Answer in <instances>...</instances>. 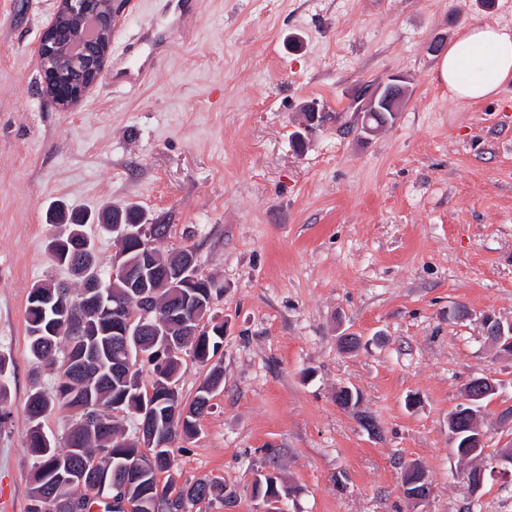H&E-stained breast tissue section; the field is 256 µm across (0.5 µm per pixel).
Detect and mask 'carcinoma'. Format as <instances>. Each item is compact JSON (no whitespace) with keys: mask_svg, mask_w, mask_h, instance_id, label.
Listing matches in <instances>:
<instances>
[{"mask_svg":"<svg viewBox=\"0 0 512 512\" xmlns=\"http://www.w3.org/2000/svg\"><path fill=\"white\" fill-rule=\"evenodd\" d=\"M88 222L79 219L62 225L48 241L47 250L53 263L74 274L73 262H62L56 251L55 241L76 238L88 247L77 256L84 258L85 275L97 277L104 284L108 296L123 298L126 289L115 288L112 276L104 273L98 264L93 239L86 231ZM59 283L46 280L35 284L28 295L26 307V332L32 357L52 367L62 360L61 372L50 390L35 388L27 399V413L31 422L29 450L36 457L31 477L30 507L28 512H71V501L83 503L88 510L90 495L105 492L115 494L113 486L121 483L129 468H137L148 474V478L129 487L126 496L129 512H149L145 505L157 497L156 512H188V506L209 503L213 500L231 505L232 499L224 498V485L199 479L179 486L170 471L175 461L176 439L191 437L196 433V417L210 408L211 391L222 384V374L213 368L199 387L195 397L185 402L179 391V371L183 358L163 352L161 361L147 359L152 374L150 386H145L139 369L126 375L125 343L139 346L146 353L161 348V341L151 334L125 338L112 332V314L105 313L95 320L94 336H75L62 315L55 312L52 304L58 299ZM145 297L151 299L154 313H162L174 303L179 291L162 288L149 278ZM223 289H202L201 299L192 313L202 317L211 310L214 298ZM179 340V348L193 360L206 364L214 358L223 343L224 335L211 331L201 336L190 335L189 329L173 328ZM157 394L151 409L154 420L168 430V447L140 448L134 445L137 437L128 438L115 423L112 405L122 403L120 410L128 413L139 409L141 396L148 389ZM64 409L71 413L72 421L65 436V449L43 446L42 415ZM90 413L102 415L106 425L80 428L77 426ZM165 473L167 479L161 492L151 493L158 482L157 475Z\"/></svg>","mask_w":512,"mask_h":512,"instance_id":"1","label":"carcinoma"}]
</instances>
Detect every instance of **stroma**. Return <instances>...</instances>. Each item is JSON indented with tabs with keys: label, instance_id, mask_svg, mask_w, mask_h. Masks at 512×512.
<instances>
[{
	"label": "stroma",
	"instance_id": "obj_1",
	"mask_svg": "<svg viewBox=\"0 0 512 512\" xmlns=\"http://www.w3.org/2000/svg\"><path fill=\"white\" fill-rule=\"evenodd\" d=\"M55 6L0 0V512L28 510L26 401L54 381L25 324L32 286L69 278L46 249L51 222L128 203L169 225L161 249L193 247L224 288L210 314L224 384L172 473L237 499L191 512H260L262 471L293 490L282 512H512V473L496 467L512 445L498 420L512 355L477 323L512 319V83L459 102L432 49L474 23L512 28V0H200L146 85L99 82L69 112L45 99L37 66ZM165 11L125 0L112 56ZM395 77L402 111L365 134L355 97ZM311 103L327 118L304 130ZM458 307L469 319H452ZM348 333L362 339L352 354ZM481 374L498 390L481 408L475 496L448 414ZM342 386L359 412L337 405ZM411 463L431 487L419 504L402 493Z\"/></svg>",
	"mask_w": 512,
	"mask_h": 512
}]
</instances>
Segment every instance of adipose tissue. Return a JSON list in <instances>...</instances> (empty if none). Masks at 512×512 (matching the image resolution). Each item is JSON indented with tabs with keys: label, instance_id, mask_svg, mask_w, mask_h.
Segmentation results:
<instances>
[{
	"label": "adipose tissue",
	"instance_id": "1",
	"mask_svg": "<svg viewBox=\"0 0 512 512\" xmlns=\"http://www.w3.org/2000/svg\"><path fill=\"white\" fill-rule=\"evenodd\" d=\"M436 72L459 101L496 96L512 82V28L488 22L466 27L441 55Z\"/></svg>",
	"mask_w": 512,
	"mask_h": 512
}]
</instances>
